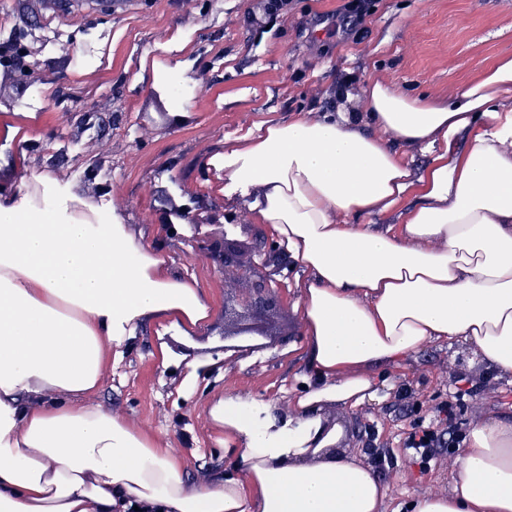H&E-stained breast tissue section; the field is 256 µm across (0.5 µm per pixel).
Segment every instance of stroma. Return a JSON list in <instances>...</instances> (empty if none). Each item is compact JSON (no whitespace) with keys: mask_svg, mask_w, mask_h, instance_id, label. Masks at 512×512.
Segmentation results:
<instances>
[{"mask_svg":"<svg viewBox=\"0 0 512 512\" xmlns=\"http://www.w3.org/2000/svg\"><path fill=\"white\" fill-rule=\"evenodd\" d=\"M105 2L84 0L28 24L18 0H0V44L16 45L36 65L0 99V186L22 187L41 151L65 149L68 161L55 179L92 204H107L170 271L196 278L213 306L210 322L190 336L142 324L121 357L106 356L97 400L169 442L188 478L207 482L229 466L211 406L241 392L294 407L308 362L295 285L300 268H283L270 283L275 304L262 317L268 335L224 334L225 306L239 307L248 289L200 248L231 241L241 245L243 264L257 267L263 256L253 245L267 230L246 201L225 200L224 173L212 158L267 123L359 111L360 90L376 79L454 97L493 59L512 56V0H366L363 23L344 31L332 20L345 0H292L278 12L267 11L266 0H120L111 9ZM66 50L70 66L55 70ZM183 61L194 94L177 118L153 66ZM346 86L349 101L338 95ZM86 112L96 113L99 126L68 139L71 122ZM95 156L107 164L93 176L88 161ZM164 345L174 353L166 367ZM193 369L198 380L189 389ZM381 377L374 402L325 412L344 426L340 446L348 453L388 451L383 512H399L409 497L453 492L454 453L439 449L423 470L404 445L412 423L438 403L464 391L459 413L469 428L512 419V375L488 370L460 340L433 341L382 368Z\"/></svg>","mask_w":512,"mask_h":512,"instance_id":"obj_1","label":"stroma"}]
</instances>
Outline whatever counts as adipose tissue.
<instances>
[{
    "instance_id": "ef3b65f1",
    "label": "adipose tissue",
    "mask_w": 512,
    "mask_h": 512,
    "mask_svg": "<svg viewBox=\"0 0 512 512\" xmlns=\"http://www.w3.org/2000/svg\"><path fill=\"white\" fill-rule=\"evenodd\" d=\"M432 156L420 174L410 147ZM309 273L301 315L312 380L292 410L227 395L223 479L189 481L168 444L98 403L108 350L153 320L190 335L212 306L196 279L108 208H80L50 172L0 190V512H382L389 488L325 406L375 400L378 368L440 339L512 374V57L458 95L384 81L362 113L267 125L212 160ZM412 199L400 232L360 217ZM408 512H512V421L473 426L449 496Z\"/></svg>"
}]
</instances>
